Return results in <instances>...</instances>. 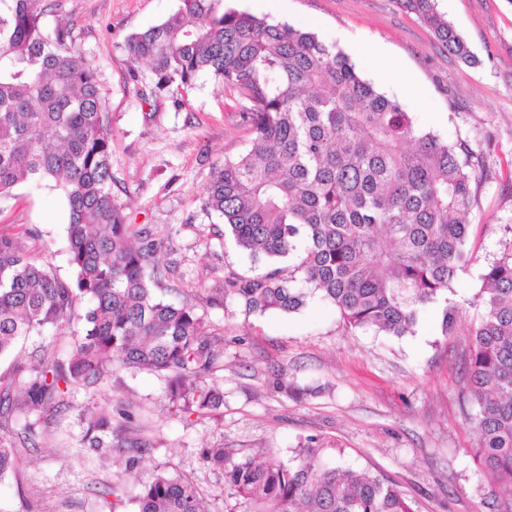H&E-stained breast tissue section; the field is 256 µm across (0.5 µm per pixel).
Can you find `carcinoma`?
Listing matches in <instances>:
<instances>
[{
	"label": "carcinoma",
	"instance_id": "1",
	"mask_svg": "<svg viewBox=\"0 0 512 512\" xmlns=\"http://www.w3.org/2000/svg\"><path fill=\"white\" fill-rule=\"evenodd\" d=\"M399 2L449 54L475 63L435 0ZM46 9L44 0H0V198L24 183H54L67 208L73 275L60 279L0 235V357L62 326L80 303L84 333L67 354L47 344L32 365L0 376V430L19 423L24 434L21 448L0 437V477L19 471L42 419L114 370L156 375L188 417L224 406L220 386L206 383L223 370L224 332L194 305L157 295L180 260L153 227L127 224L112 188L97 71L69 27L47 30ZM126 47L132 63L150 67L145 98L182 96L207 75L246 101L250 147L212 168L202 209L268 270L224 279L213 304L230 298L261 315L292 313L318 293L348 326L404 336L472 260L465 243L483 162L466 142L415 127L336 46L224 0H180ZM479 302L464 397L479 406L474 455L482 474L502 484L492 512H512V244L482 274ZM80 417L92 454L112 450L113 433L131 419L104 408ZM126 444L131 472L148 444ZM322 453L309 445L275 464L260 451L237 458L205 448L201 460L224 473L226 512H416L396 483L330 467ZM137 502L139 512H205L199 489L164 470Z\"/></svg>",
	"mask_w": 512,
	"mask_h": 512
}]
</instances>
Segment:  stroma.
I'll use <instances>...</instances> for the list:
<instances>
[{"instance_id":"obj_1","label":"stroma","mask_w":512,"mask_h":512,"mask_svg":"<svg viewBox=\"0 0 512 512\" xmlns=\"http://www.w3.org/2000/svg\"><path fill=\"white\" fill-rule=\"evenodd\" d=\"M54 2L45 26H69L98 71L112 128L113 190L128 223L169 236L183 258L169 300L195 304L224 329V369L216 378L224 405L200 418L175 412L161 381L146 371H121L78 390L72 409L41 422L38 448L20 473L0 478V512H138L139 487L159 469L199 487L206 512H224V475L201 465L200 449L260 450L285 463L312 440L328 449L330 465L394 480L417 512H489L491 488L474 463L469 423L478 407L460 408L458 393L481 311V276L512 244V0H437L473 53L472 65L448 54L398 0H225L336 44L418 127L465 140L483 156L466 242L473 258L448 291L456 328L443 335L442 307L430 304L399 338L346 326L317 294L288 314L212 305L225 277L265 270L201 208L212 165L250 144L242 98L202 77L183 103L142 100L150 74L132 66L125 41L176 12L179 0ZM66 223L63 200L49 187L23 184L0 202V235L14 237L64 280L72 276ZM276 369L284 370L287 391L273 388ZM108 404L130 411L136 435L151 445L134 472L125 469L120 434L109 456L84 450L81 409ZM107 486L116 488L118 505L102 499Z\"/></svg>"}]
</instances>
